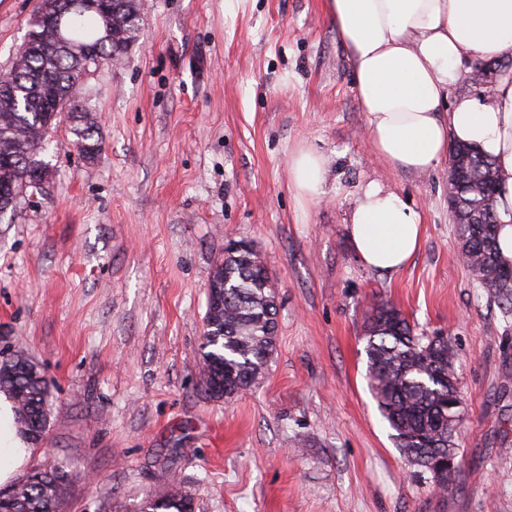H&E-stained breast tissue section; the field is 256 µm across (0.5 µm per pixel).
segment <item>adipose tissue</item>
<instances>
[{"instance_id": "1", "label": "adipose tissue", "mask_w": 512, "mask_h": 512, "mask_svg": "<svg viewBox=\"0 0 512 512\" xmlns=\"http://www.w3.org/2000/svg\"><path fill=\"white\" fill-rule=\"evenodd\" d=\"M324 8L347 51L375 154L418 173L439 165L456 143L491 156L498 245L512 259V73L497 75L486 97L455 91L464 60L512 57V0H325ZM289 172L299 199L324 195L321 153L298 150ZM349 233L365 266L394 272L416 253L422 219L398 194L370 182L355 198ZM26 454L12 404L0 393V483Z\"/></svg>"}]
</instances>
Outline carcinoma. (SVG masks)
I'll list each match as a JSON object with an SVG mask.
<instances>
[{
	"label": "carcinoma",
	"instance_id": "cac0c4a2",
	"mask_svg": "<svg viewBox=\"0 0 512 512\" xmlns=\"http://www.w3.org/2000/svg\"><path fill=\"white\" fill-rule=\"evenodd\" d=\"M115 38L105 39L100 15L86 12L63 22L65 34L48 32L30 38L20 61L4 76L12 77L13 97L0 96V156L14 166L0 168V184L19 186L35 168H49L43 158L51 133L69 124L83 157L96 161L101 139L96 114L82 96L83 52L98 51L99 65L121 59L140 33V0H115ZM451 153L463 159L453 185V223L460 251L473 279L506 314L512 313V262L498 247L497 179L494 160L465 146ZM224 286L222 325L210 330L201 351L207 364H224V392L231 398L247 389L270 361L277 328L275 289L257 252L224 249L217 271ZM366 377L382 417L394 431L398 447L411 465L432 474L448 488V475L437 465L459 453L464 406L455 376L457 352L443 336H424L395 305L371 304L365 326ZM0 392L13 404L19 433L33 444L48 423L52 388L38 364L20 366L0 360ZM62 471H35L0 491V512H59L67 493ZM140 512H192L191 499L169 491L147 500Z\"/></svg>",
	"mask_w": 512,
	"mask_h": 512
}]
</instances>
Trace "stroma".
<instances>
[{
	"label": "stroma",
	"instance_id": "1",
	"mask_svg": "<svg viewBox=\"0 0 512 512\" xmlns=\"http://www.w3.org/2000/svg\"><path fill=\"white\" fill-rule=\"evenodd\" d=\"M122 63L92 73L97 162L68 124L46 194L0 215V357L36 359L49 425L22 468L65 470L59 512H138L177 489L194 512H512V315L458 258L448 162L425 173L373 152L324 0H147ZM39 0H0V72ZM328 160L299 200L288 159ZM374 180L423 220L394 272L348 239ZM261 255L277 294L268 367L247 392L202 384L206 291L229 241ZM448 337L465 403L447 492L411 466L366 378L369 305Z\"/></svg>",
	"mask_w": 512,
	"mask_h": 512
}]
</instances>
